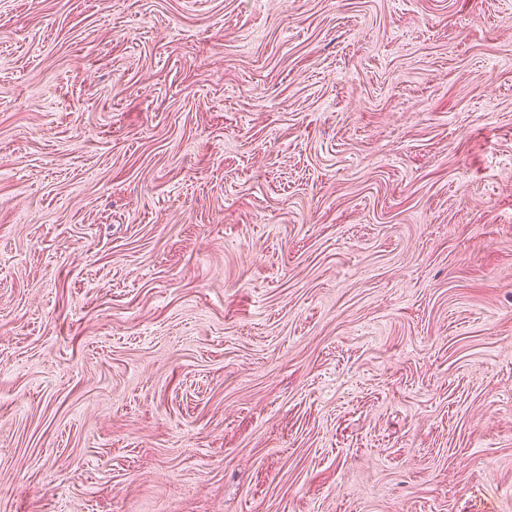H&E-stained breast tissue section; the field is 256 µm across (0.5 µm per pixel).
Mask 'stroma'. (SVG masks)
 Here are the masks:
<instances>
[{"label":"stroma","mask_w":512,"mask_h":512,"mask_svg":"<svg viewBox=\"0 0 512 512\" xmlns=\"http://www.w3.org/2000/svg\"><path fill=\"white\" fill-rule=\"evenodd\" d=\"M0 512H512V0H0Z\"/></svg>","instance_id":"stroma-1"}]
</instances>
